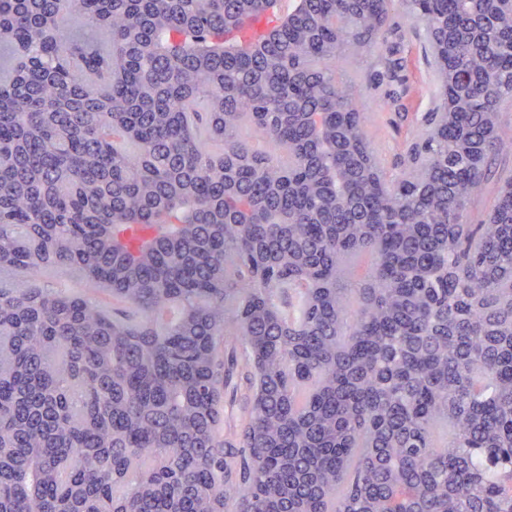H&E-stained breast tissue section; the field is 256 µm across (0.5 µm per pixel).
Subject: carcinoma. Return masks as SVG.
<instances>
[{
    "instance_id": "carcinoma-1",
    "label": "carcinoma",
    "mask_w": 512,
    "mask_h": 512,
    "mask_svg": "<svg viewBox=\"0 0 512 512\" xmlns=\"http://www.w3.org/2000/svg\"><path fill=\"white\" fill-rule=\"evenodd\" d=\"M402 5L389 176L392 0H0V512H512V4ZM390 59H400L402 68L396 70L388 85L371 92L376 98L389 90L395 94L385 106L373 105L368 135L386 165L400 167L412 130L421 125L422 114L438 99L442 73L436 67L437 77L433 57L425 55V32L418 22H414L412 31H395L381 48L357 58L349 72L364 82L371 73L385 71Z\"/></svg>"
}]
</instances>
